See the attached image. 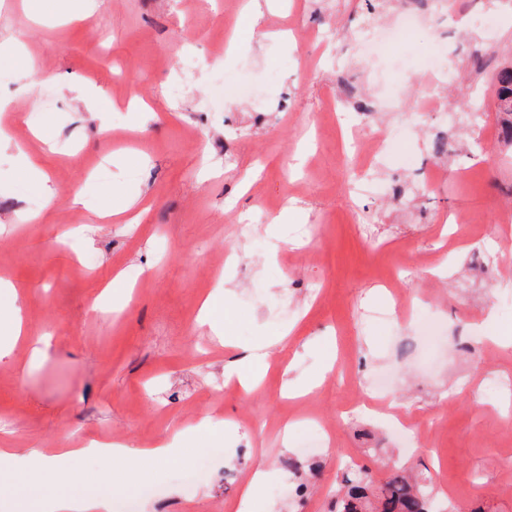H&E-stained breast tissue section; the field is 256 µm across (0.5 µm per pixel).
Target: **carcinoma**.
I'll list each match as a JSON object with an SVG mask.
<instances>
[{"mask_svg": "<svg viewBox=\"0 0 512 512\" xmlns=\"http://www.w3.org/2000/svg\"><path fill=\"white\" fill-rule=\"evenodd\" d=\"M498 112L503 140L512 143V69L497 75ZM426 478L414 477L402 468H392L385 480L376 483L369 469L350 467L342 474L336 495V512H436L425 490Z\"/></svg>", "mask_w": 512, "mask_h": 512, "instance_id": "carcinoma-1", "label": "carcinoma"}]
</instances>
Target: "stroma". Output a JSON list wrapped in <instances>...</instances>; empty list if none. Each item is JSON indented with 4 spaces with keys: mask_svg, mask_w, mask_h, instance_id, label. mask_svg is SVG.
Listing matches in <instances>:
<instances>
[{
    "mask_svg": "<svg viewBox=\"0 0 512 512\" xmlns=\"http://www.w3.org/2000/svg\"><path fill=\"white\" fill-rule=\"evenodd\" d=\"M66 22L37 0H0V41L24 35L36 71L96 87L91 109L48 83L28 92L0 62L12 153L39 156L59 195L0 156V278L16 287L26 335L0 361V441L78 448L90 437L142 448L157 436L226 421L219 454L193 448L129 512H238L257 466L273 471L264 512H330L347 461L398 459L432 478L445 512H512V346L485 342L486 319L512 327V147L498 139L497 72L512 64V0H428L400 50L364 47L402 8L370 15L362 0H66ZM238 48L226 55L225 42ZM368 77L389 142L362 169L347 136L358 121L343 77ZM252 96L215 100L217 84ZM155 116L129 112L131 97ZM41 108L39 137L25 116ZM453 115L448 154H432ZM404 192L354 193L358 180ZM84 203L67 200L72 185ZM124 198L139 208L103 220ZM283 221L276 233L267 224ZM142 283L116 310V273ZM223 301L224 334L199 325L202 300ZM441 339L422 353L425 319ZM289 336L247 395L227 385L238 345ZM361 380L389 379V405L344 407L353 386L305 385L328 354ZM497 381L488 396L483 386ZM419 427L411 450L386 413ZM337 418L333 443L302 445L310 418ZM289 441H282L283 426ZM206 481L189 483L195 460ZM318 467L301 485L291 464Z\"/></svg>",
    "mask_w": 512,
    "mask_h": 512,
    "instance_id": "1",
    "label": "stroma"
}]
</instances>
